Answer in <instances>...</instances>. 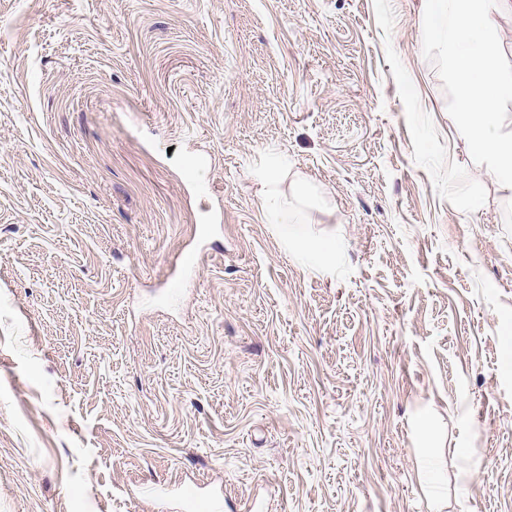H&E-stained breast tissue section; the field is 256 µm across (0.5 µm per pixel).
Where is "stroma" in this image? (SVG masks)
I'll return each mask as SVG.
<instances>
[{"label": "stroma", "instance_id": "obj_1", "mask_svg": "<svg viewBox=\"0 0 512 512\" xmlns=\"http://www.w3.org/2000/svg\"><path fill=\"white\" fill-rule=\"evenodd\" d=\"M424 7L0 0V512H512V196ZM262 183L264 187L263 205L272 215V224H288L291 203L280 189L279 171L264 174ZM288 248L299 262L309 264L311 269L315 271L336 267V259L338 257L336 248H324L313 257L290 240L288 242Z\"/></svg>", "mask_w": 512, "mask_h": 512}]
</instances>
